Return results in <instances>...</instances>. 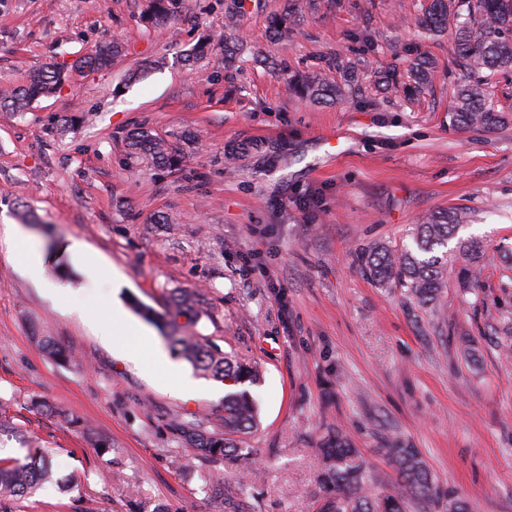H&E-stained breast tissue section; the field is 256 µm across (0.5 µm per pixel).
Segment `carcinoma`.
<instances>
[{
  "instance_id": "carcinoma-1",
  "label": "carcinoma",
  "mask_w": 512,
  "mask_h": 512,
  "mask_svg": "<svg viewBox=\"0 0 512 512\" xmlns=\"http://www.w3.org/2000/svg\"><path fill=\"white\" fill-rule=\"evenodd\" d=\"M295 0H288V10L270 19L272 40L280 41L293 32L296 25ZM244 8L243 0H225L224 29L236 32ZM453 24L455 60L467 79L456 85L448 108L449 125L459 128H479L493 131L512 122V114L501 112L488 101L487 88L497 75L512 72V0H429L428 7L416 18L421 34L440 36ZM410 56L409 82L397 79L395 73L380 77V85L387 92L399 91L410 96L420 92L431 78V62L411 43L402 46ZM123 47L114 41L95 49L77 61L81 70H103L112 63ZM344 83H330L320 74L288 77L289 92L316 103L334 102L344 93V86H352L358 75L355 66L341 65ZM65 81L63 71L47 67L29 76L27 83L0 90V108L19 111L41 94H52ZM127 159L156 169L173 168L181 158L162 137L143 128L132 129L126 137ZM468 212L464 208L425 214L416 225L412 246L389 249L372 247L363 257L367 273L380 284L394 283L404 289L410 299L422 307L436 303L448 280V246L456 228L465 223ZM471 270L461 287H478L482 246L470 240L460 242ZM199 299L180 294L172 300L165 313L143 309L148 316L169 320L173 335L168 337L174 354L189 361L192 366L215 379L240 384L254 381L256 367L245 361H234L220 349L207 345L196 336L181 334L177 318L195 308ZM41 413L58 418L65 424L75 423L74 417L43 401H34ZM256 422V405L247 391L224 396V435L199 432L192 423H180L179 430L194 450L193 459H207L215 464H227L237 471H249L250 453L239 448L231 439L235 433H244ZM380 452L392 464L396 473L393 488L377 494L370 491L369 475L361 451L338 427L330 428L316 446L317 480L321 491L318 512H430L439 505L444 512H468L464 500L450 494L431 473L421 452L409 448L397 439H389ZM50 476L48 455L38 448L26 449L22 458L0 466V512H13L12 504L21 497L34 493ZM214 497L221 500L223 512H243L239 492L224 486L218 480L211 487Z\"/></svg>"
}]
</instances>
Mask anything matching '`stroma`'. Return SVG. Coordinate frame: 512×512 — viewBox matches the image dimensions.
<instances>
[{
	"label": "stroma",
	"instance_id": "35a3bbf8",
	"mask_svg": "<svg viewBox=\"0 0 512 512\" xmlns=\"http://www.w3.org/2000/svg\"><path fill=\"white\" fill-rule=\"evenodd\" d=\"M243 2L247 48L228 70L224 0H184L161 23L147 0H0V86L115 39L125 46L111 69L70 76L27 111L0 109V220L28 236L13 250L0 234V402L11 415L0 458L55 453L54 481L14 512H221L205 488L217 474L238 484V472L175 469L191 448L173 425L223 431L227 385L184 361L199 385L184 397L123 356L131 336L98 333L113 299L134 316L182 292L200 299L192 331L259 367L257 425L235 437L259 474L246 512H315L314 448L330 426L361 449L374 492L395 483L379 449L396 437L470 512H512V124L449 126L460 71L450 37L417 38L427 0H301L294 33L277 45L269 19L286 0ZM203 41L201 65L185 64ZM408 42L436 65L412 101L374 84L380 72L406 74ZM267 48L286 71L254 62ZM340 59L361 80L346 100L289 94L288 72L336 81ZM150 60L160 68L125 82ZM135 127L165 138L180 170L127 160L123 138ZM243 140L262 152L226 163L227 146ZM306 195L316 208L297 206ZM456 207L471 219L448 243L436 307L365 274L370 247L410 244L424 213ZM75 240L99 271L71 255ZM461 240L484 249L469 292L457 282ZM29 252L43 259L41 281L22 270ZM50 283L67 290L48 295ZM35 397L75 424L30 411Z\"/></svg>",
	"mask_w": 512,
	"mask_h": 512
}]
</instances>
